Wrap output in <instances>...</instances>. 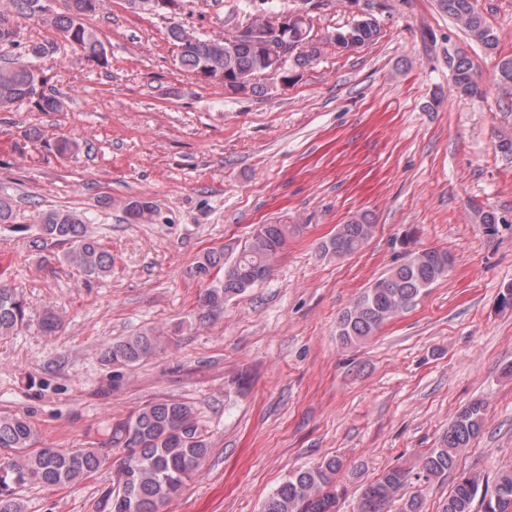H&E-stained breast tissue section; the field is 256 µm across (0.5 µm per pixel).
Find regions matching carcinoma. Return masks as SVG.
<instances>
[{"label": "carcinoma", "instance_id": "1", "mask_svg": "<svg viewBox=\"0 0 512 512\" xmlns=\"http://www.w3.org/2000/svg\"><path fill=\"white\" fill-rule=\"evenodd\" d=\"M63 9L47 14L45 0H7L11 11L37 17L54 27L61 42L99 65L108 62L106 48L87 20L98 13L105 0H62ZM448 17L459 23L470 39L488 54L497 52L498 37L479 9L478 0H441ZM376 22L365 17L327 41L345 49L362 46L377 36ZM170 36L179 47L180 67L212 75L231 67L235 81L256 91V77L267 67L256 55L252 42L229 34L224 39L203 37L176 24ZM50 46L42 43L24 47L13 62L0 66V111L19 101H27L41 112H57L60 99L46 93L45 83H37L36 62ZM321 52L318 43L302 32L295 37L294 61L308 63ZM453 91L460 97L480 96L485 84L463 53L448 55ZM491 85L512 97V56L495 65ZM131 224H155L159 211L152 202L128 199L123 203ZM42 238L66 246L63 259L87 277L112 274V253L89 230V217L78 211L50 210L38 216ZM375 224L366 214L336 227V232L320 244L321 252L338 259L358 252L371 238ZM299 226L259 224L236 255L224 249L205 251L190 268V275L207 284L201 296L209 311H219L228 300L240 296L271 273L288 236ZM448 251L428 248L410 252L406 259L377 278L340 316L337 336L345 346L358 345L374 335L385 322L406 310L434 283L448 275ZM28 321L26 301L15 289L0 285V339L16 334ZM165 337L155 329L112 341L104 351V361L134 367L158 353ZM485 403L478 399L458 413L439 439L437 447L423 458V478L443 476L455 466L459 453L476 438L485 420ZM104 444L124 449L112 488L104 496L108 512H159L161 506L179 496L186 481L200 467L210 451V441L184 402L160 400L144 404L107 429ZM36 430L31 421L18 414H0V512H24L18 497L31 485L75 484L106 464L97 448H37ZM341 460L331 457L313 466L299 468L267 497L261 512H335L338 498L337 476ZM407 474L393 468L369 484L359 512H378L406 483ZM481 512H512V468L498 472L493 484L480 476L460 474L448 495L444 512H472L476 498Z\"/></svg>", "mask_w": 512, "mask_h": 512}]
</instances>
